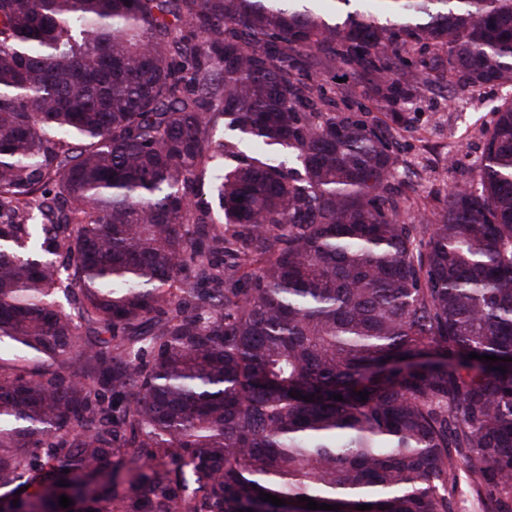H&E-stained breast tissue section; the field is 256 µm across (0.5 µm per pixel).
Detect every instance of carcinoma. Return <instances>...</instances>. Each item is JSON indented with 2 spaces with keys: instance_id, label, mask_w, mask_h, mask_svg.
<instances>
[{
  "instance_id": "1",
  "label": "carcinoma",
  "mask_w": 512,
  "mask_h": 512,
  "mask_svg": "<svg viewBox=\"0 0 512 512\" xmlns=\"http://www.w3.org/2000/svg\"><path fill=\"white\" fill-rule=\"evenodd\" d=\"M320 2L0 0V512H512V0ZM512 97V86H486L474 97L462 96L452 85L435 88L409 106L410 130L403 132L400 145L412 164L426 163L428 174L448 181V189L471 180L472 170L481 155L483 134L493 124L495 110ZM426 138L428 153L421 154L419 138ZM454 141L461 162L452 165L442 146Z\"/></svg>"
}]
</instances>
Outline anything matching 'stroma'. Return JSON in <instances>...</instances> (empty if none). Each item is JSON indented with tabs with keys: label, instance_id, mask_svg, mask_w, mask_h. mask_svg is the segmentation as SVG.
Segmentation results:
<instances>
[{
	"label": "stroma",
	"instance_id": "35a3bbf8",
	"mask_svg": "<svg viewBox=\"0 0 512 512\" xmlns=\"http://www.w3.org/2000/svg\"><path fill=\"white\" fill-rule=\"evenodd\" d=\"M512 98V86H487L473 97L454 88H436L410 106V129L403 133L400 145L411 164H426L431 176L447 180L449 185L470 181L481 155L483 134L493 124L495 110ZM455 142L463 158L451 164L443 146Z\"/></svg>",
	"mask_w": 512,
	"mask_h": 512
}]
</instances>
